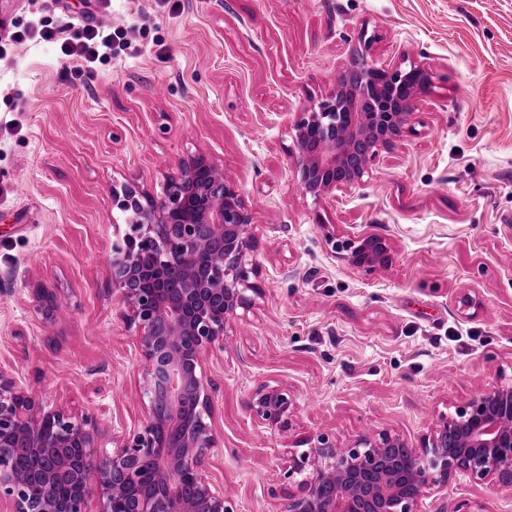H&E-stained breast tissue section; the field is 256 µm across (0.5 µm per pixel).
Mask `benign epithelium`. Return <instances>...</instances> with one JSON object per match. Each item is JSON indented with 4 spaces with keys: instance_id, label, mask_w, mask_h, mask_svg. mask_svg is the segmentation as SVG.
Instances as JSON below:
<instances>
[{
    "instance_id": "7a95c632",
    "label": "benign epithelium",
    "mask_w": 512,
    "mask_h": 512,
    "mask_svg": "<svg viewBox=\"0 0 512 512\" xmlns=\"http://www.w3.org/2000/svg\"><path fill=\"white\" fill-rule=\"evenodd\" d=\"M363 62L358 79L338 84L293 126L289 151L297 185L314 199L351 188L381 152L412 131L413 100L427 91L424 68ZM112 207L129 230L112 245V292L135 328L145 364V423L104 451L97 417L51 405L0 367V502L9 512H234L223 486L203 472L219 447L206 353L224 343L228 324L261 292L251 212L224 168L191 154L151 196L132 181L112 186ZM354 267L387 266L386 239L368 234L342 245ZM34 312L51 324L56 291L34 290ZM288 390L262 385L247 402L267 429L288 427ZM284 473L295 490L284 512H420L425 497L465 474L512 489V386L474 397L411 448L389 432L359 435L336 454L324 433L301 441ZM24 448L43 458L23 474L13 463Z\"/></svg>"
}]
</instances>
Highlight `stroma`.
<instances>
[{
	"label": "stroma",
	"instance_id": "1",
	"mask_svg": "<svg viewBox=\"0 0 512 512\" xmlns=\"http://www.w3.org/2000/svg\"><path fill=\"white\" fill-rule=\"evenodd\" d=\"M104 15L126 42L95 71L30 33ZM431 77L413 128L361 185L314 200L288 155L301 112L351 50ZM223 165L252 213L262 293L207 352L223 438L205 474L234 512H282L297 442L388 431L411 447L474 396L512 385V0H0V365L51 403L141 425L143 363L112 295V186L159 194L180 159ZM387 238L388 267L340 245ZM54 289L42 324L33 291ZM471 294L478 305L459 312ZM287 388L285 429L247 400ZM512 512L459 476L424 512Z\"/></svg>",
	"mask_w": 512,
	"mask_h": 512
}]
</instances>
